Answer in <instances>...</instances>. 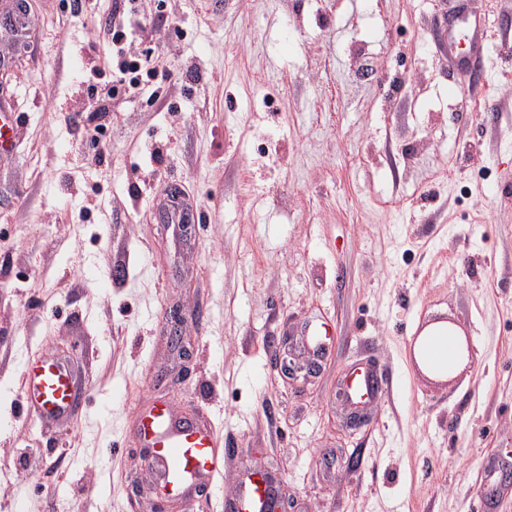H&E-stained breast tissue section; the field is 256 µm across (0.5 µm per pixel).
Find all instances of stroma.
I'll return each instance as SVG.
<instances>
[{"mask_svg": "<svg viewBox=\"0 0 512 512\" xmlns=\"http://www.w3.org/2000/svg\"><path fill=\"white\" fill-rule=\"evenodd\" d=\"M457 1L512 26V0H168L181 35L130 46L161 98L113 102L100 155L73 115L83 66L112 75L111 43L88 48L112 0H28L33 54L0 28L18 116L0 160V512H150L131 431L158 399L227 449L172 512H225L254 471L287 512H512L488 472L512 453V205L495 195L512 54L460 65ZM171 185L196 215L187 243L157 220ZM441 320L472 353L445 382L413 356ZM322 326L318 373L284 378L272 346ZM40 356L74 368L76 418L22 414ZM360 364L381 393L352 429L338 390Z\"/></svg>", "mask_w": 512, "mask_h": 512, "instance_id": "obj_1", "label": "stroma"}]
</instances>
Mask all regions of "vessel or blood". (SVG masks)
I'll return each instance as SVG.
<instances>
[{"label":"vessel or blood","instance_id":"obj_1","mask_svg":"<svg viewBox=\"0 0 512 512\" xmlns=\"http://www.w3.org/2000/svg\"><path fill=\"white\" fill-rule=\"evenodd\" d=\"M448 36L468 39L474 45L492 38L468 14L455 19ZM369 378L366 369L351 374L345 393L353 402L365 404L373 399ZM21 385L27 413L41 423L54 424L77 416L79 391L74 374L60 360L44 357L25 366ZM134 437L146 451V464L156 476V487L165 495L181 496L198 481L214 478L219 472L221 457L213 428L177 417L166 404L154 405L140 419ZM272 507L267 475L261 471L252 474L236 494L235 512H271Z\"/></svg>","mask_w":512,"mask_h":512}]
</instances>
